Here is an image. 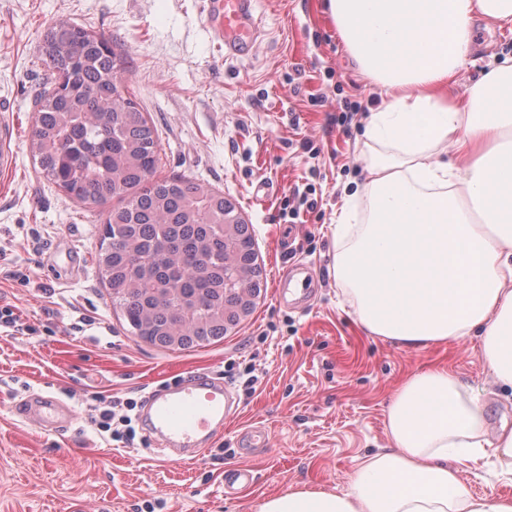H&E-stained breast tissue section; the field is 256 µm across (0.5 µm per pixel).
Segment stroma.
Returning <instances> with one entry per match:
<instances>
[{
    "mask_svg": "<svg viewBox=\"0 0 512 512\" xmlns=\"http://www.w3.org/2000/svg\"><path fill=\"white\" fill-rule=\"evenodd\" d=\"M256 15L255 48L228 57L204 0H0V138L13 152L0 168V308L34 329L0 334V512H255L297 486L347 490L360 458L391 445L398 387L437 364L486 404L487 441L512 429V389L490 375L479 337L406 349L358 325L334 278L332 226L365 180L366 121L383 91L357 70L322 0H257ZM62 20L104 35L121 56L125 87L158 131L156 178L223 191L249 225L264 285L223 341L170 351L132 336L95 261L104 209H83L35 170L28 134L43 35ZM471 41L451 96L512 59V30L479 22ZM307 189L313 209L283 217ZM298 264L312 272L304 309L276 296ZM82 317L93 325L79 331ZM254 355L262 375L249 394L239 372ZM230 364L240 413L198 462L104 441L86 423L95 397L137 399ZM44 391L74 409L68 430L42 432L15 412ZM254 425L267 429V446L240 452L238 434ZM495 462L486 450L461 478L474 493L512 497ZM241 464L255 482L225 497L224 472Z\"/></svg>",
    "mask_w": 512,
    "mask_h": 512,
    "instance_id": "obj_1",
    "label": "stroma"
}]
</instances>
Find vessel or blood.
Returning <instances> with one entry per match:
<instances>
[{
    "label": "vessel or blood",
    "instance_id": "1",
    "mask_svg": "<svg viewBox=\"0 0 512 512\" xmlns=\"http://www.w3.org/2000/svg\"><path fill=\"white\" fill-rule=\"evenodd\" d=\"M214 18L213 33L224 52L245 56L253 48L256 26L254 0H206ZM20 415L44 431L71 425L76 414L60 397L46 393L19 407ZM237 414L233 396L223 380L208 372L184 377L179 383L150 392L139 421L153 444L181 462H194L224 435V425ZM251 468L237 467L224 474V492L234 495L252 486Z\"/></svg>",
    "mask_w": 512,
    "mask_h": 512
}]
</instances>
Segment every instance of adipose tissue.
<instances>
[{"mask_svg": "<svg viewBox=\"0 0 512 512\" xmlns=\"http://www.w3.org/2000/svg\"><path fill=\"white\" fill-rule=\"evenodd\" d=\"M325 12L388 96L366 125L367 179L336 214V281L358 324L402 347L480 332L490 374L512 387V65L448 96L472 20L511 24L512 0H327ZM484 423L448 367L415 374L388 408L391 447L365 456L346 491L291 489L258 512H512L460 477Z\"/></svg>", "mask_w": 512, "mask_h": 512, "instance_id": "1", "label": "adipose tissue"}]
</instances>
